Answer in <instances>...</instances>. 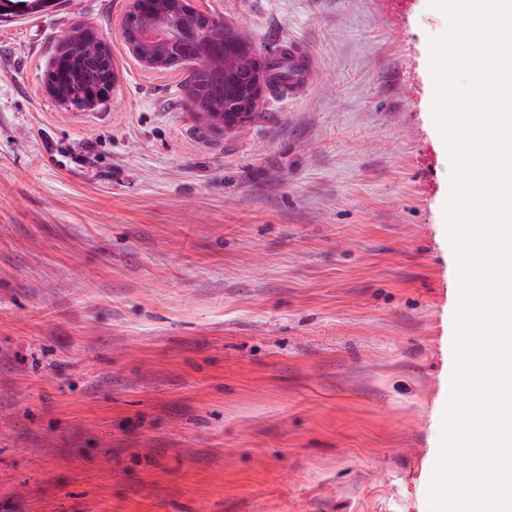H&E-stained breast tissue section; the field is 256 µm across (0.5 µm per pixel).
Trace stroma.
<instances>
[{
  "label": "stroma",
  "instance_id": "1",
  "mask_svg": "<svg viewBox=\"0 0 512 512\" xmlns=\"http://www.w3.org/2000/svg\"><path fill=\"white\" fill-rule=\"evenodd\" d=\"M130 0L0 18V512H430L455 368L431 0H198L316 76L236 133L126 49ZM111 48L72 117L64 34ZM77 33L78 31L75 29L64 38H67L68 41L64 47L62 60L57 64V59H55L52 63L53 66L57 64L56 70L52 74L56 96L48 93L67 112H69V109L63 105L61 97L71 98L72 102H81V104H71L72 107L83 110L82 112H72V115L93 111L98 108L100 105L96 108H88L84 103L90 98L106 93L108 88L112 87L113 90L116 82L112 55H110L105 64L86 59L83 51V39L78 37ZM64 39L55 56L59 54L64 44ZM274 60L288 64V73L283 74L284 80L280 87L288 92V96H298L311 86L315 75V63L300 42L288 39V42L281 43Z\"/></svg>",
  "mask_w": 512,
  "mask_h": 512
}]
</instances>
